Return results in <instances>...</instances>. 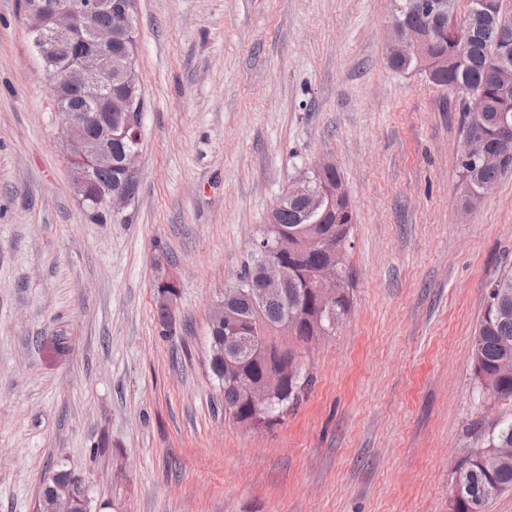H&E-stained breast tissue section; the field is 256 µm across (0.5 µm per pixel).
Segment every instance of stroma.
Segmentation results:
<instances>
[{
	"instance_id": "stroma-1",
	"label": "stroma",
	"mask_w": 512,
	"mask_h": 512,
	"mask_svg": "<svg viewBox=\"0 0 512 512\" xmlns=\"http://www.w3.org/2000/svg\"><path fill=\"white\" fill-rule=\"evenodd\" d=\"M394 13L139 0V190L127 222L95 224L23 0H0V512H36L62 466L92 512H449L457 462L512 417L471 367L512 269V171L459 217L465 97L388 65ZM324 161L356 215L351 314L306 356L298 408L246 429L220 406L209 314L274 200ZM161 274L181 285L168 336Z\"/></svg>"
}]
</instances>
